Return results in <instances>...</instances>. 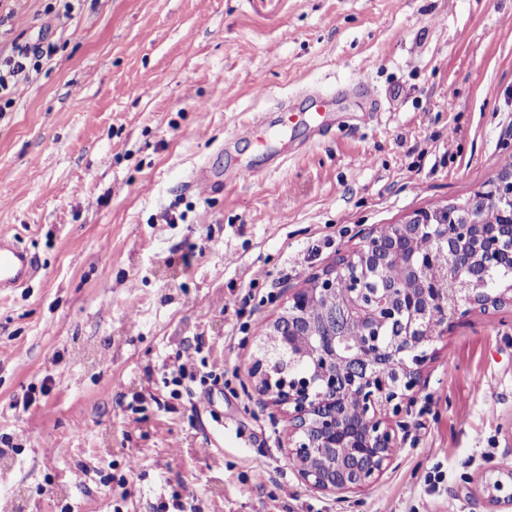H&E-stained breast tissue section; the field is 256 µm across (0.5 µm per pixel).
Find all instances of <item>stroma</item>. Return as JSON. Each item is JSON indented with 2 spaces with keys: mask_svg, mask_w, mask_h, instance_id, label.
I'll use <instances>...</instances> for the list:
<instances>
[{
  "mask_svg": "<svg viewBox=\"0 0 512 512\" xmlns=\"http://www.w3.org/2000/svg\"><path fill=\"white\" fill-rule=\"evenodd\" d=\"M8 6L0 55L52 53L0 112V231L41 267L0 297V506L493 512L481 479L512 466V308L455 321L393 463L341 499L300 481L288 419L248 364L337 253L498 176L512 0H286L268 19L244 0ZM357 71L378 105L350 85ZM324 95L321 135L309 110ZM261 112L267 125L235 139ZM203 167L208 196L187 188ZM242 167L259 174L235 179ZM194 351L224 375L172 396L164 379Z\"/></svg>",
  "mask_w": 512,
  "mask_h": 512,
  "instance_id": "35a3bbf8",
  "label": "stroma"
}]
</instances>
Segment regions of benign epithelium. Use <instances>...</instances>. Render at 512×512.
<instances>
[{"label":"benign epithelium","mask_w":512,"mask_h":512,"mask_svg":"<svg viewBox=\"0 0 512 512\" xmlns=\"http://www.w3.org/2000/svg\"><path fill=\"white\" fill-rule=\"evenodd\" d=\"M502 211L478 223V209ZM423 234L437 248L420 254ZM397 264L410 286L386 277ZM512 272V174L501 173L468 205L414 212L390 238L377 231L297 288L268 321L249 374L256 391L288 417L285 455L310 489L344 496L378 483L396 456L404 415L422 371L452 320L473 308L512 307V284L487 288L494 272ZM322 320L305 319L309 305ZM364 341L346 345L349 326ZM485 481L489 501L512 507V468Z\"/></svg>","instance_id":"1"}]
</instances>
